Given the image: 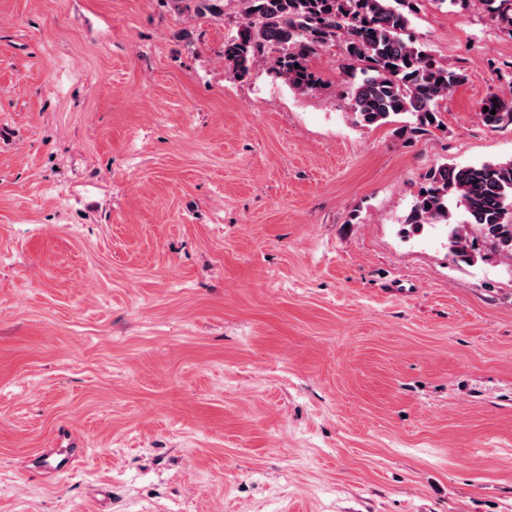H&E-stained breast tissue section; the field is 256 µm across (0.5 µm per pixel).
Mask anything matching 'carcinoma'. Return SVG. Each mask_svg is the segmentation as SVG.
<instances>
[{"label":"carcinoma","instance_id":"1","mask_svg":"<svg viewBox=\"0 0 512 512\" xmlns=\"http://www.w3.org/2000/svg\"><path fill=\"white\" fill-rule=\"evenodd\" d=\"M237 34L224 42V58L243 75L255 63L273 58L275 69L299 91L317 84L312 57L337 42L346 57L363 67L351 87V107L359 122L384 125L405 116L401 130L425 132L440 125L439 101L467 79L448 70L424 46L407 36L417 0H243ZM501 28L512 33V0H483ZM481 112L491 128L512 124V98L490 96ZM496 114H490V111ZM465 220L453 221L451 206ZM512 160L431 169L404 224L414 232L427 224L448 229V254L471 263L483 239L512 260Z\"/></svg>","mask_w":512,"mask_h":512}]
</instances>
